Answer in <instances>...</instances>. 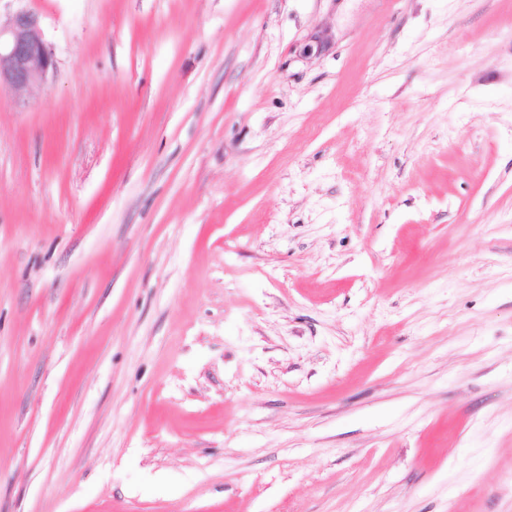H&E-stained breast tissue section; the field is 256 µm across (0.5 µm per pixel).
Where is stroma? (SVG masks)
I'll list each match as a JSON object with an SVG mask.
<instances>
[{
    "label": "stroma",
    "mask_w": 512,
    "mask_h": 512,
    "mask_svg": "<svg viewBox=\"0 0 512 512\" xmlns=\"http://www.w3.org/2000/svg\"><path fill=\"white\" fill-rule=\"evenodd\" d=\"M0 512H512V0H0ZM55 69L36 14L19 11L5 24L0 21V89L2 84L15 89L43 84Z\"/></svg>",
    "instance_id": "1"
}]
</instances>
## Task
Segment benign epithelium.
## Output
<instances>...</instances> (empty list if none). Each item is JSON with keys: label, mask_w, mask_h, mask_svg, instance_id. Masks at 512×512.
Instances as JSON below:
<instances>
[{"label": "benign epithelium", "mask_w": 512, "mask_h": 512, "mask_svg": "<svg viewBox=\"0 0 512 512\" xmlns=\"http://www.w3.org/2000/svg\"><path fill=\"white\" fill-rule=\"evenodd\" d=\"M55 69L36 14L19 11L0 23V85L24 89L43 84Z\"/></svg>", "instance_id": "1"}]
</instances>
